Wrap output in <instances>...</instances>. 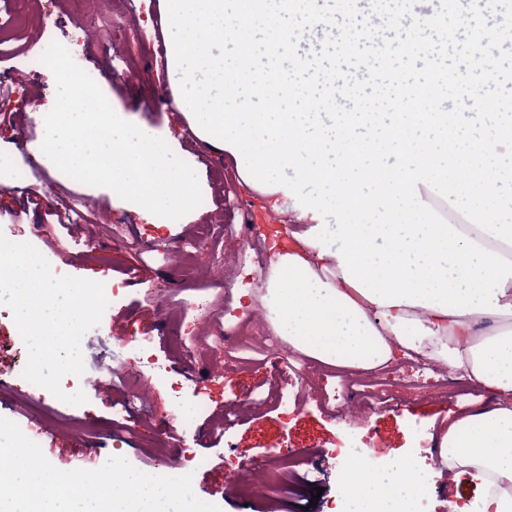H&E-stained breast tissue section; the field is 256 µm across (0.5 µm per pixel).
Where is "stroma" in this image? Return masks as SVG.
Segmentation results:
<instances>
[{
	"mask_svg": "<svg viewBox=\"0 0 512 512\" xmlns=\"http://www.w3.org/2000/svg\"><path fill=\"white\" fill-rule=\"evenodd\" d=\"M21 14L23 30L0 59V74L19 83L40 102V112H21L15 99L0 98V113L13 115L0 126V154L25 174L34 204H24L16 188L0 186V233L37 248L51 268L66 275L111 285L124 282L110 297L100 323L84 336L85 372L65 376V392H84L87 401L71 405L23 376L27 349L9 308L0 305V418L16 423L57 469L95 470L101 459L125 457L136 469L158 476L191 474L192 490L221 512H333L342 493L347 451L360 446L377 469L414 460L427 484L428 512H448L449 503L478 512L483 493L469 481H449L435 455L436 443L451 415L471 409L470 399L453 401L430 389L391 386L390 400L364 411L350 400L340 412L321 404L330 378L298 380L288 364L297 355L270 326L262 297L267 277L254 252L235 234L242 223L287 225L270 215L262 196L237 184L234 162L206 147L188 130L170 97L165 53L148 55L144 44L162 38L160 17L147 14L144 0H11L0 14ZM66 46L75 63L92 75L116 114L157 134H172L178 149L213 199L212 212L186 216L167 229L145 223L111 199L105 187L90 186L39 165L30 151L41 138V112L56 101V81L32 68V47ZM76 204L86 222L80 230L57 229L46 244L45 212L57 203ZM195 252L190 286L172 287L182 253ZM143 263L139 278L127 272L134 255ZM246 316L265 328L271 347L260 363L228 367L205 329ZM152 357L165 382L139 388L132 378L148 374L142 357ZM192 415L190 428L174 421L176 407ZM195 461L183 465L182 449ZM307 450L287 469L280 487L245 498L231 482L230 469L257 480L276 452Z\"/></svg>",
	"mask_w": 512,
	"mask_h": 512,
	"instance_id": "stroma-1",
	"label": "stroma"
}]
</instances>
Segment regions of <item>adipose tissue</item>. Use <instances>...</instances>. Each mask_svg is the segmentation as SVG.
<instances>
[{"label": "adipose tissue", "instance_id": "adipose-tissue-1", "mask_svg": "<svg viewBox=\"0 0 512 512\" xmlns=\"http://www.w3.org/2000/svg\"><path fill=\"white\" fill-rule=\"evenodd\" d=\"M357 3L158 0L171 88L196 138L292 224L263 297L281 339L336 368L375 371L399 355L449 366L476 407L449 424L440 457L451 478L485 489L481 512H512V134L452 128L444 112L312 111L336 86L330 66L302 70L299 36L349 37ZM392 22L426 58L398 94L437 100L446 49L426 41L433 16ZM494 44L465 69L467 111L500 85ZM436 198L478 223H439ZM344 480L348 512H415L423 492L412 462L382 472L364 454Z\"/></svg>", "mask_w": 512, "mask_h": 512}]
</instances>
